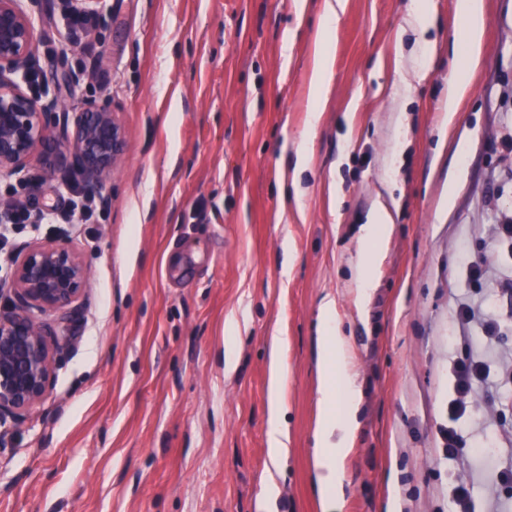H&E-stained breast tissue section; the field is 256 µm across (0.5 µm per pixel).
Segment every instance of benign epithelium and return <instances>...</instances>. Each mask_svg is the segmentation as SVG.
Segmentation results:
<instances>
[{
	"label": "benign epithelium",
	"mask_w": 512,
	"mask_h": 512,
	"mask_svg": "<svg viewBox=\"0 0 512 512\" xmlns=\"http://www.w3.org/2000/svg\"><path fill=\"white\" fill-rule=\"evenodd\" d=\"M110 2L66 0V10L101 15ZM34 48L33 18L19 0H0V178L21 174L35 157L48 170L79 171L94 191L124 154V129L107 100L85 102L76 112L37 104L16 80L32 69ZM53 126L59 134L50 132ZM87 284L84 260L67 241L35 245L15 259L0 310V427L24 421L46 397Z\"/></svg>",
	"instance_id": "1"
}]
</instances>
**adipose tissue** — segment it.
I'll use <instances>...</instances> for the list:
<instances>
[{"mask_svg":"<svg viewBox=\"0 0 512 512\" xmlns=\"http://www.w3.org/2000/svg\"><path fill=\"white\" fill-rule=\"evenodd\" d=\"M456 14L460 26L453 33L455 53L463 55L470 67H477L486 18L483 0H457ZM335 0H325L323 26L315 37L316 64L310 77V94L320 98L330 78L333 59L329 52L332 25L336 19ZM320 336L317 373L322 386L324 415L320 424L321 443L317 449L319 494L325 500L344 494L339 462L350 445L356 427L359 397L351 370L348 345L335 325V305L324 301L320 313ZM288 346L285 337H273L271 342L272 375L269 389V419L267 441L272 461H279L287 448V436L279 424L282 389L285 382L282 355Z\"/></svg>","mask_w":512,"mask_h":512,"instance_id":"ef3b65f1","label":"adipose tissue"}]
</instances>
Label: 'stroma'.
I'll use <instances>...</instances> for the list:
<instances>
[{
  "mask_svg": "<svg viewBox=\"0 0 512 512\" xmlns=\"http://www.w3.org/2000/svg\"><path fill=\"white\" fill-rule=\"evenodd\" d=\"M482 64L448 36L456 0H342L321 122L303 140L323 0H112L73 24L44 0L36 96L75 108L111 99L126 151L108 204L68 238L89 270L70 349L45 399L0 435V512H450L465 482L475 512H512V255L493 250L512 216V0H484ZM60 70L75 73L68 87ZM469 79L455 115L448 84ZM467 154L457 159L458 143ZM306 164H299V155ZM0 179V203L71 207L73 172ZM455 186L452 207L442 195ZM392 211L356 303L359 239L378 200ZM484 260L473 282L462 253ZM336 304L360 391L340 464L345 495L314 484L323 416L315 362L320 306ZM487 299L501 335L446 457L461 300ZM241 332L226 355L224 328ZM288 339V448L267 445L272 336ZM275 477L267 493V477Z\"/></svg>",
  "mask_w": 512,
  "mask_h": 512,
  "instance_id": "stroma-1",
  "label": "stroma"
}]
</instances>
